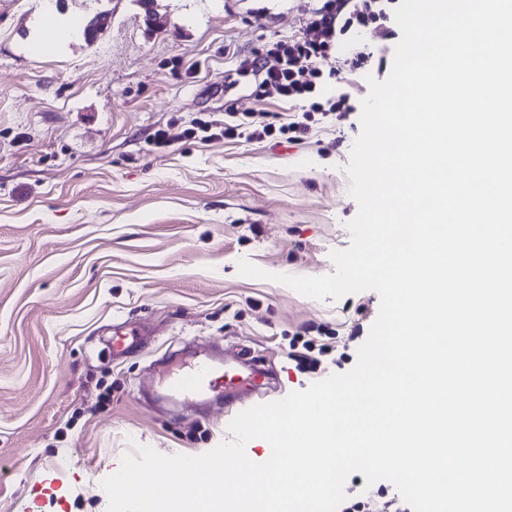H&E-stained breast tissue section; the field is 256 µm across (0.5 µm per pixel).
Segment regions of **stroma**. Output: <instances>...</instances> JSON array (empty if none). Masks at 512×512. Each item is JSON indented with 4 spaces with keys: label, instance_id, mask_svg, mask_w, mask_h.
<instances>
[{
    "label": "stroma",
    "instance_id": "obj_1",
    "mask_svg": "<svg viewBox=\"0 0 512 512\" xmlns=\"http://www.w3.org/2000/svg\"><path fill=\"white\" fill-rule=\"evenodd\" d=\"M320 0H62L59 22L107 17L93 40L61 32L34 57L49 0H0V512H108L102 481L147 445L203 454L228 419L350 370L380 297L314 300L239 275L334 272L358 205L344 172L361 94L313 113L303 143L245 138L165 149L169 123L223 122L224 101L293 121L299 104L225 89L236 58L303 36ZM356 30L323 67L365 79ZM137 329L125 351L115 329ZM249 348L275 382L155 403L166 368L231 363ZM347 503L390 512L393 484L345 483Z\"/></svg>",
    "mask_w": 512,
    "mask_h": 512
}]
</instances>
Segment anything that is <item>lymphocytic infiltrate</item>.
Instances as JSON below:
<instances>
[{
	"instance_id": "lymphocytic-infiltrate-1",
	"label": "lymphocytic infiltrate",
	"mask_w": 512,
	"mask_h": 512,
	"mask_svg": "<svg viewBox=\"0 0 512 512\" xmlns=\"http://www.w3.org/2000/svg\"><path fill=\"white\" fill-rule=\"evenodd\" d=\"M393 5L394 0H378L376 9L366 12L360 10L354 0H323L322 5L312 12L302 37L273 42L264 51L240 58L236 68L225 75L224 85L228 88L237 85L239 79H252V94L259 100L274 96L284 101L308 102L309 109L301 118L276 127L267 122L265 113L241 114L229 101L224 108L227 123L198 122L178 133L169 128L160 129L154 134L153 145L166 148L184 139L210 142L243 136L261 141L276 131L291 135L293 141L303 140L309 130L312 113L340 111L350 96L352 80L338 77L335 71L322 69L323 62L335 50L337 39L353 28L361 27L370 31L374 43L389 48L397 37L389 23ZM329 83L335 84L336 96L321 99V88Z\"/></svg>"
}]
</instances>
